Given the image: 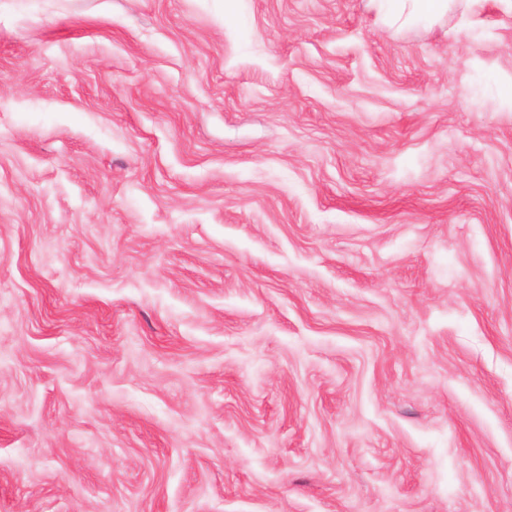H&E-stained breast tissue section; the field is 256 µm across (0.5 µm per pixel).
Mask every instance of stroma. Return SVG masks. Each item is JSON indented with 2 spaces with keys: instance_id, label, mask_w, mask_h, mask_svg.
<instances>
[{
  "instance_id": "35a3bbf8",
  "label": "stroma",
  "mask_w": 512,
  "mask_h": 512,
  "mask_svg": "<svg viewBox=\"0 0 512 512\" xmlns=\"http://www.w3.org/2000/svg\"><path fill=\"white\" fill-rule=\"evenodd\" d=\"M0 0V512H512V12ZM457 2L463 3L465 28L481 24V4L484 0H369L384 24L402 28L410 23L435 21L446 15Z\"/></svg>"
}]
</instances>
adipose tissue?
<instances>
[{
    "label": "adipose tissue",
    "mask_w": 512,
    "mask_h": 512,
    "mask_svg": "<svg viewBox=\"0 0 512 512\" xmlns=\"http://www.w3.org/2000/svg\"><path fill=\"white\" fill-rule=\"evenodd\" d=\"M384 24L401 28L410 23L434 21L462 4L467 27L480 25L483 0H369Z\"/></svg>",
    "instance_id": "1"
}]
</instances>
